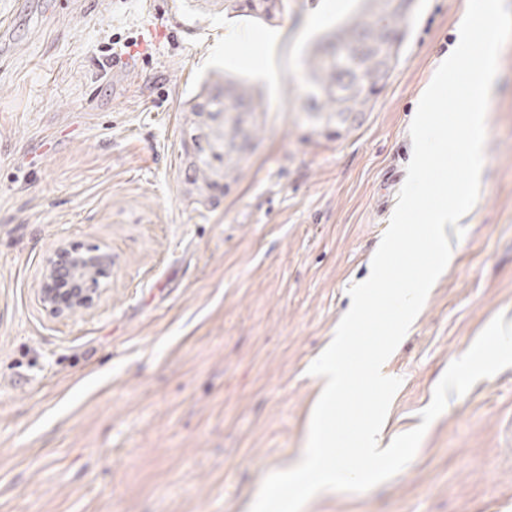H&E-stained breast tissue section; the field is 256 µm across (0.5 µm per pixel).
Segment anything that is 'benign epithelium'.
I'll list each match as a JSON object with an SVG mask.
<instances>
[{"label":"benign epithelium","instance_id":"obj_1","mask_svg":"<svg viewBox=\"0 0 512 512\" xmlns=\"http://www.w3.org/2000/svg\"><path fill=\"white\" fill-rule=\"evenodd\" d=\"M101 256L102 253L97 250L80 254L64 245L59 246L54 258L48 263L37 294L38 302L57 316L92 307L99 296V278L108 274L112 268V263L101 260ZM61 273L78 285V288L64 297L53 288V281Z\"/></svg>","mask_w":512,"mask_h":512}]
</instances>
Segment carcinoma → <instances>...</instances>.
Wrapping results in <instances>:
<instances>
[{
    "label": "carcinoma",
    "mask_w": 512,
    "mask_h": 512,
    "mask_svg": "<svg viewBox=\"0 0 512 512\" xmlns=\"http://www.w3.org/2000/svg\"><path fill=\"white\" fill-rule=\"evenodd\" d=\"M201 2L203 10L244 13L267 22L285 8L283 0ZM387 2L383 23L363 14L338 28L312 64L303 109L313 131L329 139L360 126L397 62L409 11L406 0ZM184 111L190 134L200 140L186 146L187 182L201 196L228 189L257 133L254 95L243 82L215 71L190 94Z\"/></svg>",
    "instance_id": "carcinoma-1"
}]
</instances>
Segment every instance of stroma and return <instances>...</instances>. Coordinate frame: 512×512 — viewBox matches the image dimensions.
<instances>
[{"mask_svg": "<svg viewBox=\"0 0 512 512\" xmlns=\"http://www.w3.org/2000/svg\"><path fill=\"white\" fill-rule=\"evenodd\" d=\"M0 35V512H249L293 465L319 398L308 368L364 281L395 209L418 96L452 52L467 0H416L362 125L328 139L298 97L322 39L381 0H284L269 22L191 0H28ZM272 28L280 77L248 43ZM126 43L119 59L109 42ZM247 81L257 146L229 189L185 178L184 102L211 70ZM479 198L456 260L384 363L401 378L383 434L422 422L448 365L512 319V40L486 117ZM112 270L93 307L37 300L59 245ZM303 512H512V367L451 398L413 460Z\"/></svg>", "mask_w": 512, "mask_h": 512, "instance_id": "obj_1", "label": "stroma"}]
</instances>
